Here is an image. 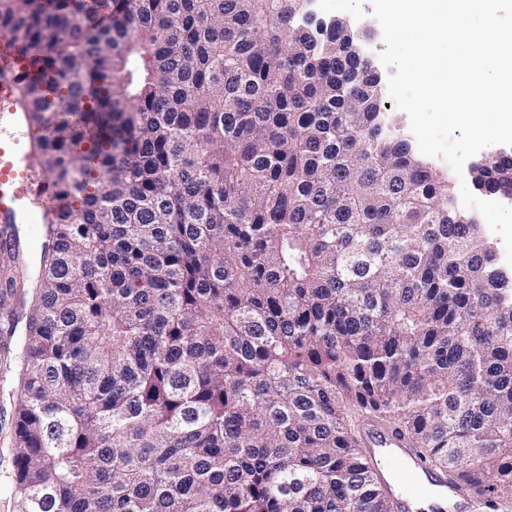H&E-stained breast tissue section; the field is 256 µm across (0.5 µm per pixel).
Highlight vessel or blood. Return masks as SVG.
<instances>
[{
	"instance_id": "obj_1",
	"label": "vessel or blood",
	"mask_w": 512,
	"mask_h": 512,
	"mask_svg": "<svg viewBox=\"0 0 512 512\" xmlns=\"http://www.w3.org/2000/svg\"><path fill=\"white\" fill-rule=\"evenodd\" d=\"M34 74L31 59L23 54L12 32L0 28V242L16 245L14 226L19 218L37 223L45 213L46 180L23 145L34 130L15 104L19 81ZM361 452L370 459L389 457L415 478L402 490L399 512H473L475 501L454 477L436 472L404 432L368 416L361 423Z\"/></svg>"
}]
</instances>
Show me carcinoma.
Instances as JSON below:
<instances>
[{"mask_svg": "<svg viewBox=\"0 0 512 512\" xmlns=\"http://www.w3.org/2000/svg\"><path fill=\"white\" fill-rule=\"evenodd\" d=\"M0 0L46 211L18 512H395L372 415L512 509V284L294 0ZM96 140L85 143L88 131ZM474 180L512 191V155Z\"/></svg>", "mask_w": 512, "mask_h": 512, "instance_id": "cac0c4a2", "label": "carcinoma"}]
</instances>
